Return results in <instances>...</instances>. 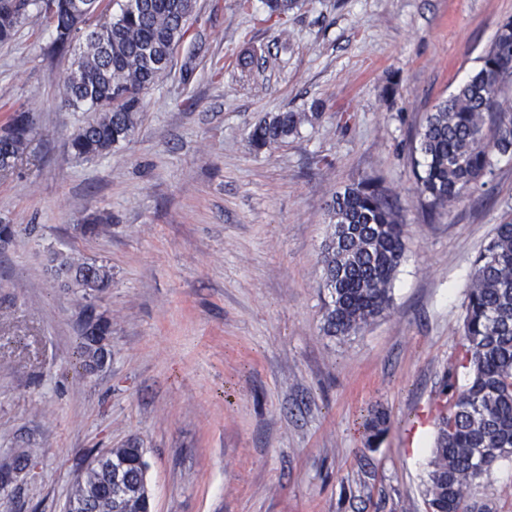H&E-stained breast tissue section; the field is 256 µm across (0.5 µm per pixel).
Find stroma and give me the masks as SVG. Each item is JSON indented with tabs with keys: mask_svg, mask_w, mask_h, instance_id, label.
Returning a JSON list of instances; mask_svg holds the SVG:
<instances>
[{
	"mask_svg": "<svg viewBox=\"0 0 512 512\" xmlns=\"http://www.w3.org/2000/svg\"><path fill=\"white\" fill-rule=\"evenodd\" d=\"M260 0H197L131 139L79 160L89 118L59 87L72 56L30 11L0 43V104L29 112L23 160L0 171V512H65L87 460L146 451L152 512H425L442 380L458 355L472 264L512 216V156L492 190L426 219L412 142L480 65L512 0H299L289 47ZM258 63L239 64L244 51ZM393 96H382L388 81ZM321 115L279 147L274 112ZM379 179L405 225L392 307L326 335L321 251L332 194ZM107 218L104 232L84 230ZM112 268L79 307L51 258ZM112 320L106 364L80 374L86 310ZM385 411L389 430L363 424ZM512 512V461L478 493ZM321 112L284 111L274 113L256 124L250 134V146L256 150L271 149L288 143L304 123H309Z\"/></svg>",
	"mask_w": 512,
	"mask_h": 512,
	"instance_id": "1",
	"label": "stroma"
}]
</instances>
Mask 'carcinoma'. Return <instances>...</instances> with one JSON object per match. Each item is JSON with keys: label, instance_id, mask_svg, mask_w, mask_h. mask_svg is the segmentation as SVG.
<instances>
[{"label": "carcinoma", "instance_id": "obj_1", "mask_svg": "<svg viewBox=\"0 0 512 512\" xmlns=\"http://www.w3.org/2000/svg\"><path fill=\"white\" fill-rule=\"evenodd\" d=\"M263 5L268 19L280 21L298 0H263ZM33 7L54 24L57 51L79 43L60 93L66 105H88L96 113L74 134V155L89 160L112 152L133 136L143 92L167 76L195 0H124L115 15L109 0H19L13 9L0 7V42L11 39ZM480 61L455 93L434 106L416 134L413 152L421 157L415 161L416 191L432 212L485 190L492 156L512 155V112L500 101L512 83L511 18ZM0 109L10 113L0 131V169L8 170L26 153L34 127L29 113ZM318 117L317 112L274 113L253 127L250 146L261 151L285 144ZM327 216L324 331L348 337L392 306V283L405 253L403 224L375 180L333 194ZM52 262L69 273L67 287L85 301L112 286V267L104 263L63 253L54 254ZM464 307L459 365L467 382L458 385L450 373L442 384L446 401L436 407L426 512H490L476 493L494 465L512 457V219L496 225L475 259ZM111 333L112 321L104 317L83 328L84 370L104 364L107 352L96 337ZM366 429L369 441H377L388 429L387 414L376 412ZM144 455V449L130 445L108 449L97 467L76 477L70 512H150Z\"/></svg>", "mask_w": 512, "mask_h": 512}]
</instances>
